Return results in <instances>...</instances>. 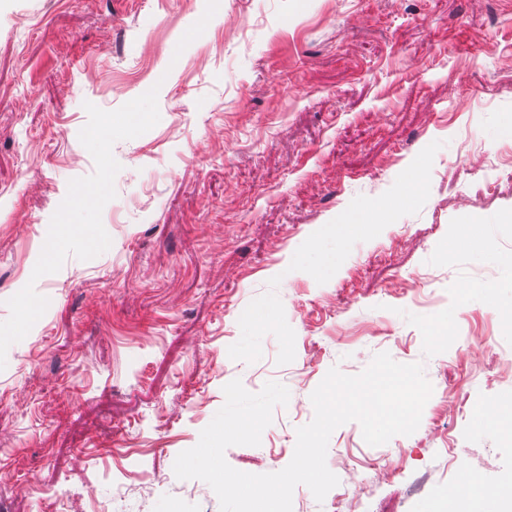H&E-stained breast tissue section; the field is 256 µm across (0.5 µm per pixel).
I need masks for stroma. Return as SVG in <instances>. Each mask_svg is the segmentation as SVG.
<instances>
[{
  "mask_svg": "<svg viewBox=\"0 0 512 512\" xmlns=\"http://www.w3.org/2000/svg\"><path fill=\"white\" fill-rule=\"evenodd\" d=\"M154 86L159 123L113 146L109 249L32 280L95 171L84 102ZM511 279L512 0H0V321L28 281L49 300L0 370V512H220L173 465L227 383L288 388L260 445L225 451L276 472L329 369L383 351L424 367L419 428L338 427V485L297 486L292 512H447L467 478L510 485L512 434L473 429L512 382L467 349L512 345Z\"/></svg>",
  "mask_w": 512,
  "mask_h": 512,
  "instance_id": "obj_1",
  "label": "stroma"
}]
</instances>
